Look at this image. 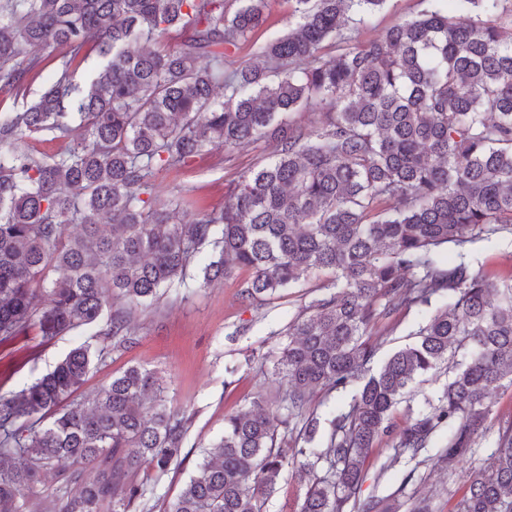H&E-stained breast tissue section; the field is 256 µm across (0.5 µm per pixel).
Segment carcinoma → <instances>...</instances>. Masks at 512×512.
I'll return each mask as SVG.
<instances>
[{
	"label": "carcinoma",
	"mask_w": 512,
	"mask_h": 512,
	"mask_svg": "<svg viewBox=\"0 0 512 512\" xmlns=\"http://www.w3.org/2000/svg\"><path fill=\"white\" fill-rule=\"evenodd\" d=\"M237 2L0 3V98L56 74L0 115V344L33 327L47 340L79 326L100 337L0 395V512H38L45 496L54 512H131L142 466L164 473L178 460L187 419L158 371L131 366L88 399L76 392L94 362L137 343L138 307L194 279L205 248L203 283L246 271L248 301L330 278L288 322L282 412L258 397L225 416L169 512H263L291 463L313 476L297 512H390L361 499L370 449L394 434L401 452L435 444L452 467L488 430V394L512 386V276L466 260L468 244L512 232V0H430L359 45L353 15L387 0H289L296 25L261 47L263 63L226 71L224 52L268 7ZM92 54L101 64L82 87L76 66ZM310 111L314 123L295 119ZM44 132L68 145L35 152L27 141ZM260 141L274 144L270 161L233 181L221 209L189 221L183 196L156 205L158 172L208 145ZM437 303L416 340L372 370L368 328ZM457 349L465 364L393 432L408 387ZM351 387L312 446L311 393ZM290 418L302 445L288 450L279 425ZM488 469L456 512H512V423ZM52 78V71L50 68H47L44 70L41 74V76L36 79L35 81H32L24 94V97L20 96L18 100L14 101L12 99H7L1 106L3 111H7L13 108L21 107L23 105V102H31L32 100L36 99L38 95L41 93V90L46 86V84L51 80Z\"/></svg>",
	"instance_id": "obj_1"
}]
</instances>
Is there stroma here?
I'll use <instances>...</instances> for the list:
<instances>
[{
	"mask_svg": "<svg viewBox=\"0 0 512 512\" xmlns=\"http://www.w3.org/2000/svg\"><path fill=\"white\" fill-rule=\"evenodd\" d=\"M427 5L428 0H389L369 21L354 24L352 41L358 44L371 39L414 17ZM294 24L287 0H270L265 26L226 57L225 66L257 62L259 45ZM272 151V145L263 142L231 152L220 146L207 147L188 167L158 173L159 198L167 202L186 194L195 216L219 209L229 183L267 161ZM469 259L489 272H512V234L503 232L471 244ZM245 277V272L238 271L209 285L193 283L166 289L159 301L139 308L138 343L96 364L79 390L80 396H92L112 376L132 365L155 369L167 381L172 407L187 420L181 464L163 474L154 466L142 467L138 480L144 495L133 512H165L194 473L205 449L222 436L225 415L241 410L256 395L269 400L277 395L272 367L286 342L283 331L313 298L322 295L324 279L313 276L265 301L249 302L240 296ZM423 321V315L409 311L389 327H373L372 339L381 345L378 359L410 343L411 333ZM93 339V329L80 326L49 341L33 332L17 342L0 345V395L20 390L52 369L71 349ZM452 375V370L442 369L419 377L397 406L395 423H402L408 411L418 409L425 399L436 398ZM488 404V433L478 440L472 454L455 466L437 460L431 448L426 462L417 465L405 457L391 468L387 462L394 453L393 443L380 441L367 460L363 496L388 498L395 512H409L415 501L424 498L431 500L436 512H455L470 478L485 471L499 426L512 415V387L492 393Z\"/></svg>",
	"mask_w": 512,
	"mask_h": 512,
	"instance_id": "stroma-1",
	"label": "stroma"
}]
</instances>
